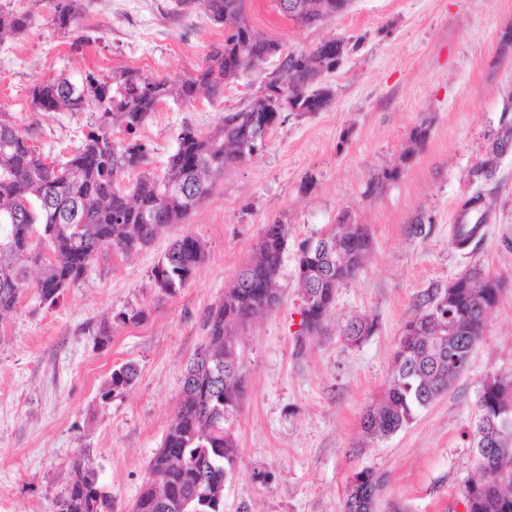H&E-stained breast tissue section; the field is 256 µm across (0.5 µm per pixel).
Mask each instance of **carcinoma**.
<instances>
[{
    "instance_id": "cac0c4a2",
    "label": "carcinoma",
    "mask_w": 512,
    "mask_h": 512,
    "mask_svg": "<svg viewBox=\"0 0 512 512\" xmlns=\"http://www.w3.org/2000/svg\"><path fill=\"white\" fill-rule=\"evenodd\" d=\"M248 0H175L174 12L196 7L224 28V41L213 47L195 78L180 85L191 101L206 90L215 98L244 72L261 67L268 56L279 59L272 92L224 113L205 135L185 126L178 148L162 174L148 169L151 147L140 130L170 93V81L123 69L107 80L93 73L75 85L51 78L31 90L35 112L67 109L96 114L81 144L63 161L49 160L27 135L0 113V318L12 313L29 290L55 303L77 284L104 249L128 254L148 247L158 231L183 222L213 191L224 172L251 158L248 141L255 119L277 120L285 111L298 115L321 112L334 98L323 77L336 68V53L320 41L310 49L286 52L282 44L254 31L247 16ZM282 15L301 27H315L343 12L350 0H275ZM81 0H54V23L73 27ZM32 23L27 12L0 8V39L25 33ZM485 136L484 151L468 171L481 202L475 223L482 224L496 205L488 172L500 168L512 144ZM135 174L132 187L123 185ZM398 166L383 169L367 192L379 194L398 180ZM286 224L265 226L250 263L224 298L205 317L206 342L195 353L182 380L180 400L161 448L150 460L151 479L143 485L132 512H224V482L235 471L237 445L231 425L246 395L245 370L235 336L255 317L280 303L278 275L288 249ZM326 248L312 250L310 239L297 244L298 280L310 282L302 300L310 325L319 333L336 293L363 268L372 241L364 224L344 210L338 222L320 234ZM202 243L187 234L175 240L151 270L157 288L173 295L203 262ZM39 276L31 279V268ZM479 264L442 286L423 293L419 313L402 327L393 369L383 401L366 410L365 432L389 436L410 424L415 414L448 390L470 365L474 346L484 334L488 313L499 289ZM377 330L366 315L350 320L344 341L358 346ZM137 368L126 362L114 369L100 393L102 401L132 385ZM470 448L476 477L461 490L465 512H512V374L493 376L482 384L470 427ZM384 476L366 468L357 472L341 504V512H373ZM57 512H112V498L98 485L95 473L78 463Z\"/></svg>"
}]
</instances>
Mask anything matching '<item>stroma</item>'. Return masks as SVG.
Masks as SVG:
<instances>
[{"mask_svg": "<svg viewBox=\"0 0 512 512\" xmlns=\"http://www.w3.org/2000/svg\"><path fill=\"white\" fill-rule=\"evenodd\" d=\"M75 30L52 21L53 0H0L32 14L21 36L0 40V112L44 154L65 159L92 112H36L33 86L52 76L135 69L179 83L195 73L224 30L194 9L171 17L174 0H82ZM253 28L299 51L348 39L324 111L282 113L265 150L228 169L180 224L129 255L102 251L84 278L55 304L26 292L0 318V512H57L76 462L95 473L112 512H129L176 410L188 361L206 340L208 309L243 269L265 225L282 221L291 244L278 279L279 305L238 334L246 397L232 429L238 462L224 487V512H340L355 473L385 477L375 512H464L460 489L473 477L466 433L486 378L512 374V155L497 174L489 224L462 250L451 238L467 172L480 157L512 93V53L500 38L512 0H354L316 28L280 15L274 0H249ZM260 73L243 74L218 99L178 91L151 114L140 136L152 167L164 168L184 126L206 134L225 110L255 97ZM428 138L411 150L410 133ZM398 181L366 190L384 168ZM349 211L372 236L369 258L337 292L322 332L296 347L302 287L294 249ZM431 215L428 235L410 222ZM199 238L203 263L176 295L151 277L171 243ZM503 283L469 371L414 421L375 438L362 427L383 394L402 326L431 283L448 284L473 264ZM144 311L137 324L118 313ZM366 315L378 324L360 345L341 330ZM111 324L101 341L102 324ZM134 362L136 382L102 401L114 367Z\"/></svg>", "mask_w": 512, "mask_h": 512, "instance_id": "obj_1", "label": "stroma"}]
</instances>
